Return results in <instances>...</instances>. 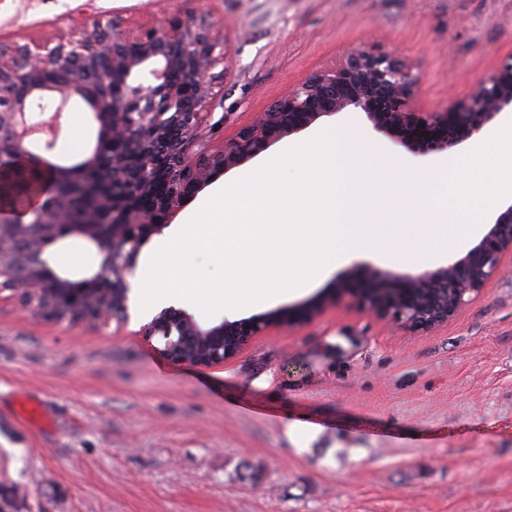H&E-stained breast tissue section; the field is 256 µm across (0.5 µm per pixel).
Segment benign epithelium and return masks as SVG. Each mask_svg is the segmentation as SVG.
Masks as SVG:
<instances>
[{
    "mask_svg": "<svg viewBox=\"0 0 512 512\" xmlns=\"http://www.w3.org/2000/svg\"><path fill=\"white\" fill-rule=\"evenodd\" d=\"M210 15L161 30L151 24L99 16L79 35L50 46L0 43V280L41 314L72 320L126 318V276L143 240L159 230L156 211L175 213L187 192L253 157L283 136L323 117L359 109L371 127L402 144L423 125L444 135L422 152L448 151L480 134L512 108V56L466 99L443 111L414 107L418 76L411 61L386 51L357 49L336 66L307 77L260 112L218 149L199 142L212 95L210 71L224 64V43L213 35ZM81 100L99 124L83 175L30 150L17 115L33 123L35 110L54 105L51 139L62 130L57 117ZM112 155V180L120 188L106 197L85 179ZM96 242L106 254L99 288H42L32 271L42 268L43 229ZM112 225V241L103 234ZM512 256V203L498 210L477 246L457 260L416 275L369 268L362 286L347 272L335 288L297 310L204 328L175 307L161 309L142 329L148 342L164 340L159 352L176 362L201 366L234 358L257 336L295 328L350 297L361 310L405 332L428 333L448 324L478 298Z\"/></svg>",
    "mask_w": 512,
    "mask_h": 512,
    "instance_id": "1",
    "label": "benign epithelium"
}]
</instances>
